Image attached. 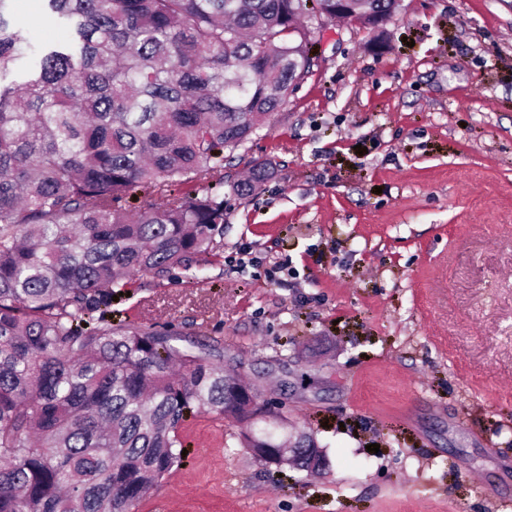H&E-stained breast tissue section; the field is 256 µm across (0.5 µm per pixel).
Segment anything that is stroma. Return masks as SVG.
<instances>
[{
    "instance_id": "1",
    "label": "stroma",
    "mask_w": 512,
    "mask_h": 512,
    "mask_svg": "<svg viewBox=\"0 0 512 512\" xmlns=\"http://www.w3.org/2000/svg\"><path fill=\"white\" fill-rule=\"evenodd\" d=\"M10 23L65 35L40 0ZM307 25L311 72L224 161L218 255L190 283L136 276L116 308L221 342L329 466L266 464L200 414L139 512H512V0Z\"/></svg>"
}]
</instances>
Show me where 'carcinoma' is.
<instances>
[{"instance_id":"1","label":"carcinoma","mask_w":512,"mask_h":512,"mask_svg":"<svg viewBox=\"0 0 512 512\" xmlns=\"http://www.w3.org/2000/svg\"><path fill=\"white\" fill-rule=\"evenodd\" d=\"M0 0V512H136L180 467L187 416L282 431L223 350L115 321L145 273L197 278L224 240V151L314 66L308 0H43L35 47ZM272 45L276 54L265 47ZM143 193L137 212L125 203ZM166 198L159 206L154 197Z\"/></svg>"}]
</instances>
